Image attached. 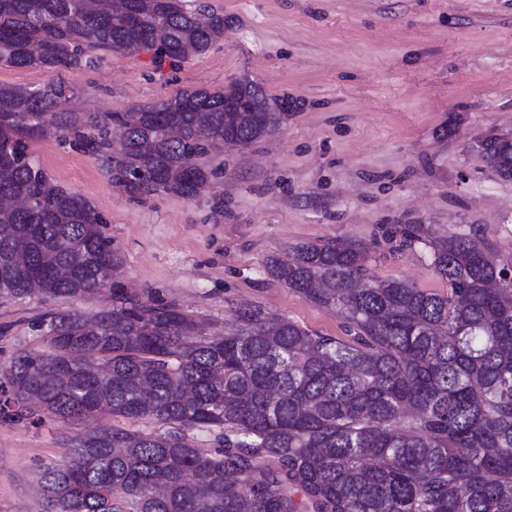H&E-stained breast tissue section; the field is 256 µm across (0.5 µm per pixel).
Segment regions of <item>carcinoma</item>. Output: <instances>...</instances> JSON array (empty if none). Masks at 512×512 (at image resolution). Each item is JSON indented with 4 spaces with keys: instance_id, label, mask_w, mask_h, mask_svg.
<instances>
[{
    "instance_id": "cac0c4a2",
    "label": "carcinoma",
    "mask_w": 512,
    "mask_h": 512,
    "mask_svg": "<svg viewBox=\"0 0 512 512\" xmlns=\"http://www.w3.org/2000/svg\"><path fill=\"white\" fill-rule=\"evenodd\" d=\"M222 35L224 16L182 0H0V63L16 68L93 67L110 49L149 51L160 71ZM73 94L62 80L0 84V299L107 290L112 306L51 316L44 348L3 372L0 421L106 412L168 429L93 427L43 469L42 512H512L511 263L470 233L435 239L440 293L369 273L354 242L298 243L267 259L268 275L353 336L248 306L214 338L177 305L123 288L102 217L27 140L54 131L131 195L192 198L216 175L210 151L265 137L288 99L238 81L126 112L57 111ZM482 157L512 178V140L486 142ZM197 427L214 452L188 439Z\"/></svg>"
}]
</instances>
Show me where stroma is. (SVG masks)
Wrapping results in <instances>:
<instances>
[{"instance_id":"stroma-1","label":"stroma","mask_w":512,"mask_h":512,"mask_svg":"<svg viewBox=\"0 0 512 512\" xmlns=\"http://www.w3.org/2000/svg\"><path fill=\"white\" fill-rule=\"evenodd\" d=\"M222 14L224 35L179 69L148 53L109 52L96 68L0 66V83L64 79L75 112L146 108L183 89L223 90L249 80L288 116L266 137L210 155L220 166L195 198L133 197L98 161L58 137L30 140L57 183L105 219L130 293L175 303L223 336L247 305L326 335L345 337L335 312L283 287L265 269L299 242L355 241L366 265L438 292L446 283L407 224L430 237L477 233L512 262V179L482 158L492 138L512 139V0H187ZM221 208H214V199ZM85 300L0 299V370L40 346L49 314L110 306ZM91 421L0 423V512H40L39 476L66 457Z\"/></svg>"}]
</instances>
